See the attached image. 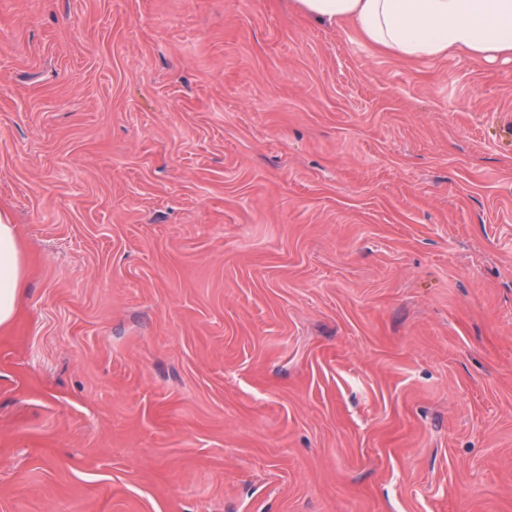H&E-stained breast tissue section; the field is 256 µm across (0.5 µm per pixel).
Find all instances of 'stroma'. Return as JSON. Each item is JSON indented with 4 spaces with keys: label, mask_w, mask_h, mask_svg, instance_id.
I'll return each mask as SVG.
<instances>
[{
    "label": "stroma",
    "mask_w": 512,
    "mask_h": 512,
    "mask_svg": "<svg viewBox=\"0 0 512 512\" xmlns=\"http://www.w3.org/2000/svg\"><path fill=\"white\" fill-rule=\"evenodd\" d=\"M0 213V512H512V61L0 0ZM23 254L15 224L0 215V328L11 324L24 288Z\"/></svg>",
    "instance_id": "obj_1"
}]
</instances>
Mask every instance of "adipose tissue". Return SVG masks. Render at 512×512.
<instances>
[{"instance_id":"obj_1","label":"adipose tissue","mask_w":512,"mask_h":512,"mask_svg":"<svg viewBox=\"0 0 512 512\" xmlns=\"http://www.w3.org/2000/svg\"><path fill=\"white\" fill-rule=\"evenodd\" d=\"M293 7L319 23L351 22L388 55L512 60V0H293ZM24 283L17 229L0 216V328L13 321Z\"/></svg>"}]
</instances>
